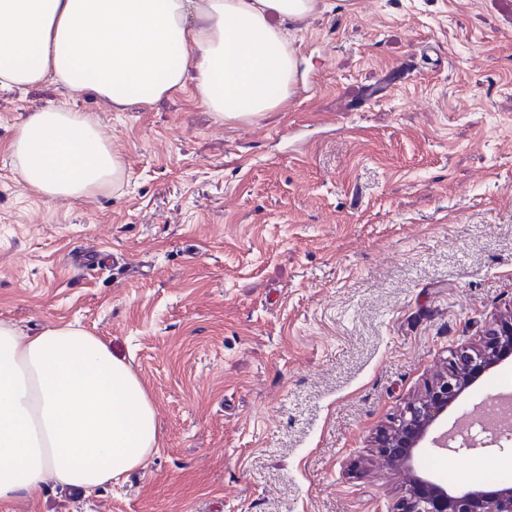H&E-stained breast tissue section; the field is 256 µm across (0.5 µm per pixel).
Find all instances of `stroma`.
Listing matches in <instances>:
<instances>
[{
  "instance_id": "1",
  "label": "stroma",
  "mask_w": 512,
  "mask_h": 512,
  "mask_svg": "<svg viewBox=\"0 0 512 512\" xmlns=\"http://www.w3.org/2000/svg\"><path fill=\"white\" fill-rule=\"evenodd\" d=\"M295 94L253 122L192 86L119 112L0 90V321L79 323L129 363L159 438L142 469L0 512H395L382 425L512 308V0H326ZM96 114L125 174L50 201L14 174L26 113ZM512 363L449 408L448 423ZM450 485L512 446L431 448Z\"/></svg>"
}]
</instances>
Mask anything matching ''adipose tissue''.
<instances>
[{"label":"adipose tissue","mask_w":512,"mask_h":512,"mask_svg":"<svg viewBox=\"0 0 512 512\" xmlns=\"http://www.w3.org/2000/svg\"><path fill=\"white\" fill-rule=\"evenodd\" d=\"M319 0H0V89L55 84L125 111L194 82L223 121H250L294 93L288 27ZM49 200L119 182L124 165L89 113L48 106L10 143ZM150 397L130 367L75 324L34 336L0 321V503L45 483L84 494L142 467L157 446Z\"/></svg>","instance_id":"ef3b65f1"}]
</instances>
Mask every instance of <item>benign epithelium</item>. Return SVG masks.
<instances>
[{
  "label": "benign epithelium",
  "mask_w": 512,
  "mask_h": 512,
  "mask_svg": "<svg viewBox=\"0 0 512 512\" xmlns=\"http://www.w3.org/2000/svg\"><path fill=\"white\" fill-rule=\"evenodd\" d=\"M512 357V311L492 315L478 345L453 354L448 367L410 402L376 437L377 453L390 468L409 475L397 512H512V487L484 490L472 486L452 489L420 468L426 445L447 415L448 406L490 369Z\"/></svg>",
  "instance_id": "obj_1"
}]
</instances>
